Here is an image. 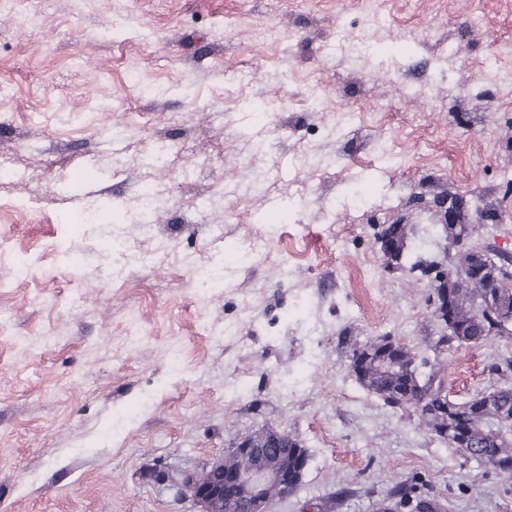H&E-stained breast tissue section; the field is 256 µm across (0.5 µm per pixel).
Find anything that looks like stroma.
<instances>
[{
  "instance_id": "stroma-1",
  "label": "stroma",
  "mask_w": 512,
  "mask_h": 512,
  "mask_svg": "<svg viewBox=\"0 0 512 512\" xmlns=\"http://www.w3.org/2000/svg\"><path fill=\"white\" fill-rule=\"evenodd\" d=\"M363 31L371 53L338 46ZM493 55L512 73V0H0L14 112L0 163L18 172L0 179V512H196L159 477L267 427L310 453L276 512H374L404 480L449 512H512L491 468L349 367L388 336L438 359V380L467 399L512 354L505 338L435 351L429 279L387 269L376 244L396 221L436 253L435 195L481 191L512 254V96L481 75ZM404 84L418 91L408 103ZM161 140L157 183L194 175L146 233L134 198ZM88 207L100 223H78ZM274 215L267 257L225 264L222 293L134 263L87 293L115 263L110 234L144 252L167 238L207 268ZM21 255L33 270L15 281ZM346 482L353 495L331 502Z\"/></svg>"
}]
</instances>
